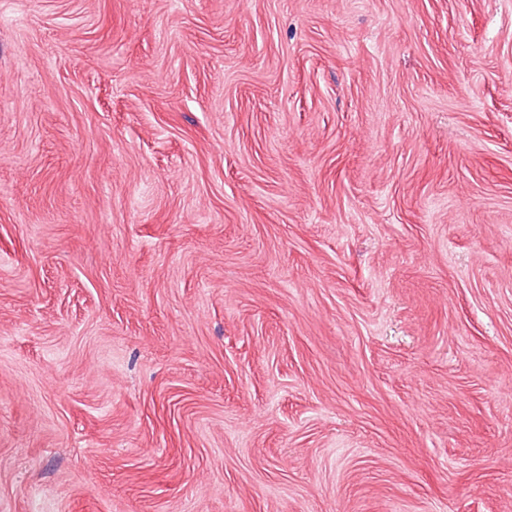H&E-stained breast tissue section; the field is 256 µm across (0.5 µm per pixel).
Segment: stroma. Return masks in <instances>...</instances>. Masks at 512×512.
<instances>
[{"mask_svg":"<svg viewBox=\"0 0 512 512\" xmlns=\"http://www.w3.org/2000/svg\"><path fill=\"white\" fill-rule=\"evenodd\" d=\"M0 512H512V0H0Z\"/></svg>","mask_w":512,"mask_h":512,"instance_id":"stroma-1","label":"stroma"}]
</instances>
